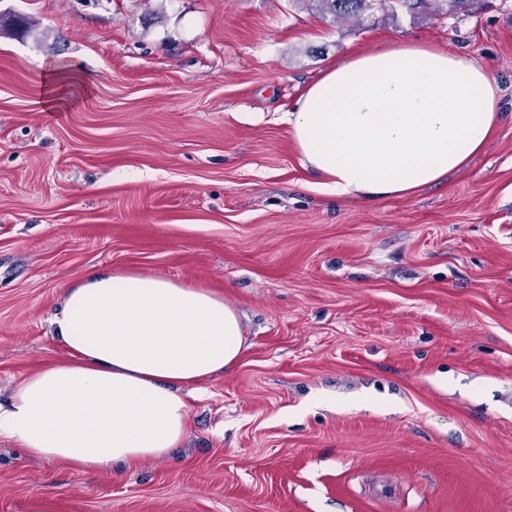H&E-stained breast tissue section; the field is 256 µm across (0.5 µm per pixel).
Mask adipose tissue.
<instances>
[{
	"label": "adipose tissue",
	"mask_w": 512,
	"mask_h": 512,
	"mask_svg": "<svg viewBox=\"0 0 512 512\" xmlns=\"http://www.w3.org/2000/svg\"><path fill=\"white\" fill-rule=\"evenodd\" d=\"M500 118L499 88L475 59L391 43L327 67L278 121L324 189L369 202L463 170ZM49 322L67 357L0 405V436L116 477L179 447L197 385L243 350L223 297L153 275L86 272Z\"/></svg>",
	"instance_id": "adipose-tissue-1"
}]
</instances>
